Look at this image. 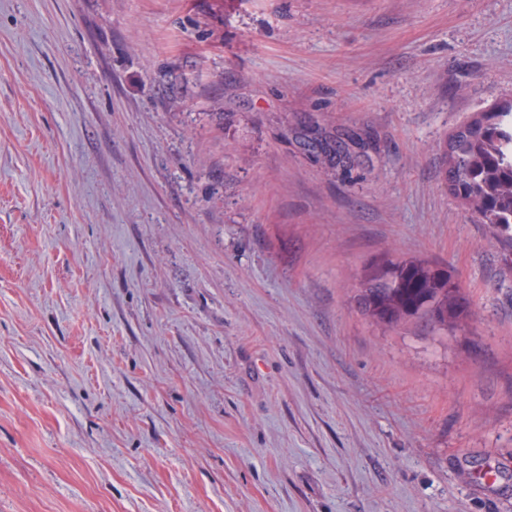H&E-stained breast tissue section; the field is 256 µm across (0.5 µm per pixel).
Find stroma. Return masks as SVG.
Masks as SVG:
<instances>
[{
    "mask_svg": "<svg viewBox=\"0 0 512 512\" xmlns=\"http://www.w3.org/2000/svg\"><path fill=\"white\" fill-rule=\"evenodd\" d=\"M509 98L512 0H0V512H512V253L442 165ZM385 255L465 329L362 315ZM295 139H300V144L307 148L306 151L328 169H336L341 164L347 165L344 169H351L360 164L361 156L366 153L361 151L366 147L367 142L358 133L347 132L336 135L335 131L333 134L317 132L309 135L299 129L295 132Z\"/></svg>",
    "mask_w": 512,
    "mask_h": 512,
    "instance_id": "35a3bbf8",
    "label": "stroma"
}]
</instances>
